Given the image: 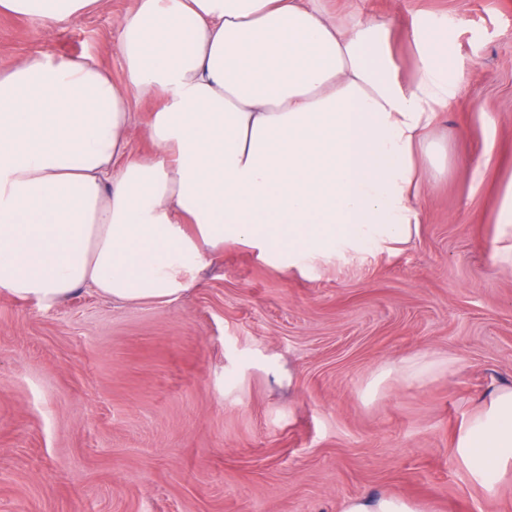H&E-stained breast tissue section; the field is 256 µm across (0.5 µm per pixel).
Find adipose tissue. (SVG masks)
Wrapping results in <instances>:
<instances>
[{"instance_id": "adipose-tissue-1", "label": "adipose tissue", "mask_w": 512, "mask_h": 512, "mask_svg": "<svg viewBox=\"0 0 512 512\" xmlns=\"http://www.w3.org/2000/svg\"><path fill=\"white\" fill-rule=\"evenodd\" d=\"M105 0H0L44 32ZM392 17L322 0H132L117 19L124 79L30 53L0 71V289L56 305L82 287L170 303L225 244L290 269L409 241L428 139L462 78L448 24L420 19L405 79ZM155 98L150 155L131 99ZM455 455L495 493L512 471V387L486 392Z\"/></svg>"}]
</instances>
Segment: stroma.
<instances>
[{"label": "stroma", "mask_w": 512, "mask_h": 512, "mask_svg": "<svg viewBox=\"0 0 512 512\" xmlns=\"http://www.w3.org/2000/svg\"><path fill=\"white\" fill-rule=\"evenodd\" d=\"M131 0L43 32L0 14V69L44 52L121 81ZM397 15L412 77L415 16L448 19L465 74L431 132L443 155L398 248L299 273L229 243L170 304L94 289L45 307L0 290V512H341L396 494L424 512H512L454 455L475 401L512 385V268L493 259L512 193V0H327ZM425 355L449 371L408 382Z\"/></svg>", "instance_id": "1"}]
</instances>
